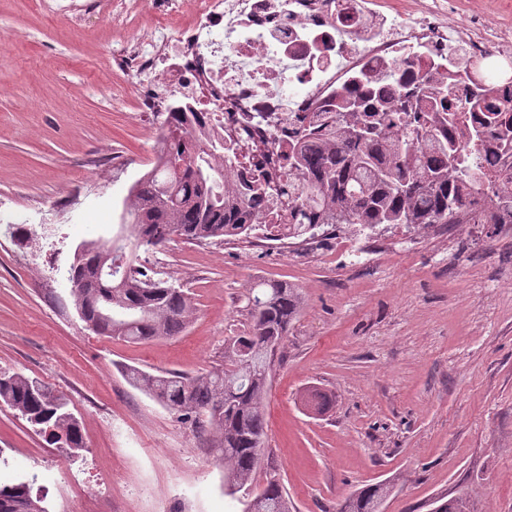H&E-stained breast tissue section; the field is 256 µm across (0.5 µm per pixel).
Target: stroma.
<instances>
[{
  "instance_id": "1",
  "label": "stroma",
  "mask_w": 512,
  "mask_h": 512,
  "mask_svg": "<svg viewBox=\"0 0 512 512\" xmlns=\"http://www.w3.org/2000/svg\"><path fill=\"white\" fill-rule=\"evenodd\" d=\"M124 29L101 15L46 17L0 0V215L55 224L52 241L0 234V371L69 402L86 449L69 456L0 406V483L35 477L49 512H242L204 441L130 386L125 366L197 374L248 327L249 289L295 284L303 310L278 350L265 450L291 512H336L390 482L386 512L470 497L512 512V230L328 229L323 246L259 253L250 243L175 240L141 253L190 294L186 331L148 344L87 330L67 271L78 244L111 237L131 185L155 158L166 115L140 116L112 71ZM333 398L318 414L311 389Z\"/></svg>"
}]
</instances>
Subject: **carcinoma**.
<instances>
[{
	"label": "carcinoma",
	"instance_id": "cac0c4a2",
	"mask_svg": "<svg viewBox=\"0 0 512 512\" xmlns=\"http://www.w3.org/2000/svg\"><path fill=\"white\" fill-rule=\"evenodd\" d=\"M483 113L468 129V149L448 139L454 113ZM456 104L448 88L420 87L394 97L380 86L367 95L336 102L325 122H313L303 139L288 147V168L299 177L288 201L270 192L265 174L241 185L227 179L236 153L222 135L198 139L203 123L195 112H167L170 135L159 140V163L130 187L123 203L124 233L84 243L86 251L70 266L75 309L82 322L96 323L95 333L147 343L180 335L194 314L190 298L171 278L153 277L135 265L137 251L159 250L175 239L214 243L241 238L257 227V206L264 202L288 220V232L312 240L321 228L382 224L418 228L425 224H511L512 189L500 190L483 165L490 151L489 130L499 131L496 145L512 140V98L486 97ZM112 251V268L104 256ZM248 332L232 340L224 364L188 376L139 367L125 369L134 388L190 425L209 443L224 479L235 492L259 499L265 512H290L284 485L271 476L256 487L262 467L274 469L253 449L264 447L265 401L277 350L303 307L292 283L262 282L250 288ZM0 404L27 420L36 433L61 444L70 454L85 445L69 402L21 372H0ZM36 478L0 485V512H48L42 497H32ZM388 487L370 484L339 504L337 512H372Z\"/></svg>",
	"mask_w": 512,
	"mask_h": 512
}]
</instances>
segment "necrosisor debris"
<instances>
[{
  "label": "necrosis or debris",
  "mask_w": 512,
  "mask_h": 512,
  "mask_svg": "<svg viewBox=\"0 0 512 512\" xmlns=\"http://www.w3.org/2000/svg\"><path fill=\"white\" fill-rule=\"evenodd\" d=\"M103 5L117 25L150 16L147 31L112 57L139 92V111H160L163 91H172L234 140L243 167L276 160L271 175L282 186L297 179L279 161L297 117L390 73L448 87L459 102L512 95V28L472 16L449 40L444 0L408 12L396 0H87L85 8ZM183 12L182 37L173 19ZM491 57L500 61L492 81L481 74Z\"/></svg>",
  "instance_id": "1"
}]
</instances>
